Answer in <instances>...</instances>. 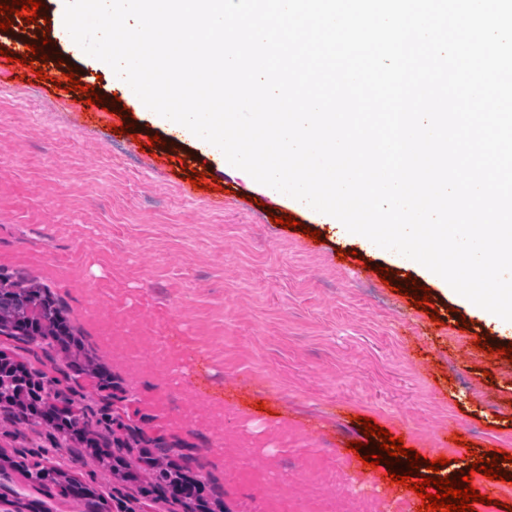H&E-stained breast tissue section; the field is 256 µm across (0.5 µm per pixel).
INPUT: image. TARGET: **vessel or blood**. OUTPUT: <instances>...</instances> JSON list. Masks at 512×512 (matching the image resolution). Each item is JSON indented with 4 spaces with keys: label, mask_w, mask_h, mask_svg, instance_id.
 Listing matches in <instances>:
<instances>
[{
    "label": "vessel or blood",
    "mask_w": 512,
    "mask_h": 512,
    "mask_svg": "<svg viewBox=\"0 0 512 512\" xmlns=\"http://www.w3.org/2000/svg\"><path fill=\"white\" fill-rule=\"evenodd\" d=\"M65 31L62 18H54L47 24L25 23L22 18H15L8 31H0V75L8 77H18L21 75H30L32 70L45 69L48 76L57 81V96H65L64 88H61L60 81L62 74L67 67H73L74 57L80 51L77 44H64L63 33ZM42 45L45 54L44 59L34 60L32 65L23 66L18 62L19 57L25 55L28 45ZM72 95L79 104L80 111L99 115L102 110H110L113 113L112 122L115 126L126 127L124 118H121L120 112L123 108L122 103L116 100H103L102 103L88 104L87 96L81 92H73ZM127 134L131 138L129 147L131 150H138L139 145L135 140L137 131L135 128L126 127ZM157 155L160 163L171 168L172 172H182L183 160L187 156L185 143L176 136L169 135L165 138L164 146L158 147Z\"/></svg>",
    "instance_id": "vessel-or-blood-1"
}]
</instances>
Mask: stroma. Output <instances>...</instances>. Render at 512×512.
Wrapping results in <instances>:
<instances>
[{"label": "stroma", "instance_id": "35a3bbf8", "mask_svg": "<svg viewBox=\"0 0 512 512\" xmlns=\"http://www.w3.org/2000/svg\"><path fill=\"white\" fill-rule=\"evenodd\" d=\"M73 100L45 84L0 77V282L49 294L75 341L0 350L76 392L98 452L72 462L75 440L46 422L0 416V451L41 448L112 512H183L140 479L138 451L160 443L190 457L213 512H406L386 464L364 483L351 442L372 419L434 460L439 477L493 448L512 454V365L475 354L493 334L461 296L431 287L441 334L381 282L387 254L359 250L317 215L321 233L271 221L274 191L198 155L193 170L219 185L207 197L129 152L111 114L77 123ZM467 329H460V321ZM459 427L460 443L436 437ZM117 449L134 478L103 460Z\"/></svg>", "mask_w": 512, "mask_h": 512}]
</instances>
